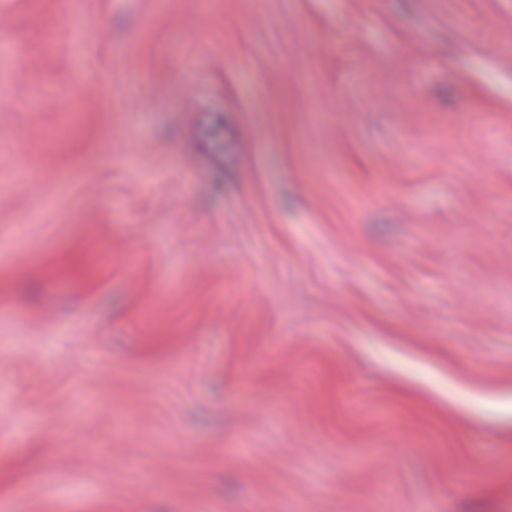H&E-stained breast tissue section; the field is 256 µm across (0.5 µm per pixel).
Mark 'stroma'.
<instances>
[{
  "instance_id": "obj_1",
  "label": "stroma",
  "mask_w": 512,
  "mask_h": 512,
  "mask_svg": "<svg viewBox=\"0 0 512 512\" xmlns=\"http://www.w3.org/2000/svg\"><path fill=\"white\" fill-rule=\"evenodd\" d=\"M0 512H512V0H0Z\"/></svg>"
}]
</instances>
